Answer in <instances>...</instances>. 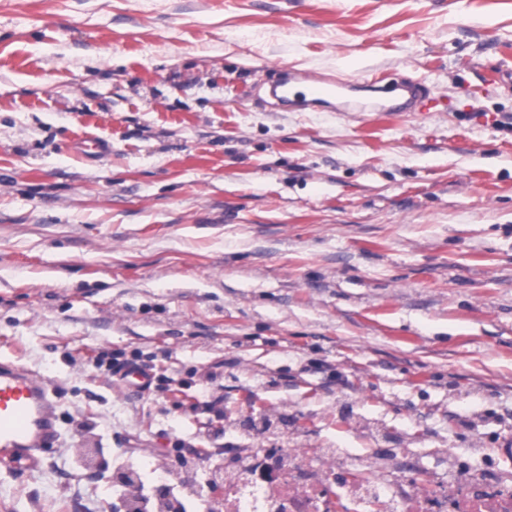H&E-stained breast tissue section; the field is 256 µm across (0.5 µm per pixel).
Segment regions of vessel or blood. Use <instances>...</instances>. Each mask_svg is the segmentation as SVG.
I'll return each instance as SVG.
<instances>
[{
	"instance_id": "1",
	"label": "vessel or blood",
	"mask_w": 512,
	"mask_h": 512,
	"mask_svg": "<svg viewBox=\"0 0 512 512\" xmlns=\"http://www.w3.org/2000/svg\"><path fill=\"white\" fill-rule=\"evenodd\" d=\"M276 105L303 110L340 103L345 112H421L434 102L431 87L421 82L378 84L362 80L339 86L323 75L288 67L269 82ZM127 392L149 391L153 375L127 365L114 374ZM59 438L57 402L48 383L16 361L0 359V472L24 478L38 472Z\"/></svg>"
}]
</instances>
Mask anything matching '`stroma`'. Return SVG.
I'll return each instance as SVG.
<instances>
[{"label": "stroma", "mask_w": 512, "mask_h": 512, "mask_svg": "<svg viewBox=\"0 0 512 512\" xmlns=\"http://www.w3.org/2000/svg\"><path fill=\"white\" fill-rule=\"evenodd\" d=\"M295 67L427 112L283 111ZM512 0H0V357L58 394L0 512H186L253 448L512 484ZM105 142L87 155L82 144ZM123 353L160 387L94 367ZM100 449L91 477L74 448Z\"/></svg>", "instance_id": "1"}]
</instances>
